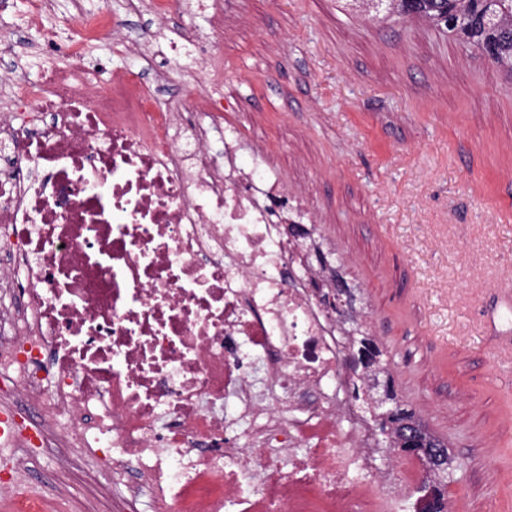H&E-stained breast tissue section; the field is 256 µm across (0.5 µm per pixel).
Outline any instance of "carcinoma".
<instances>
[{
    "instance_id": "obj_1",
    "label": "carcinoma",
    "mask_w": 512,
    "mask_h": 512,
    "mask_svg": "<svg viewBox=\"0 0 512 512\" xmlns=\"http://www.w3.org/2000/svg\"><path fill=\"white\" fill-rule=\"evenodd\" d=\"M380 10L388 17L424 20L443 33L476 46L500 70L512 74V0H384ZM352 363L369 393L368 406L386 447H405L401 435L405 422L417 426L425 443L447 446L401 402L381 347L359 326L353 337ZM451 475L450 464L433 474L436 512H446Z\"/></svg>"
}]
</instances>
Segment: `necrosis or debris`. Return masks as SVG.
I'll list each match as a JSON object with an SVG mask.
<instances>
[{"label":"necrosis or debris","instance_id":"4bbe7bcc","mask_svg":"<svg viewBox=\"0 0 512 512\" xmlns=\"http://www.w3.org/2000/svg\"><path fill=\"white\" fill-rule=\"evenodd\" d=\"M51 0H29L46 49L73 67L0 77V494L42 512L18 459L88 450L127 512H409L423 475L381 449L349 362L351 326L329 308L317 227L262 153L216 159L220 99L163 105L127 71L96 89L88 44L120 36L109 0L76 10L67 41ZM183 24L198 81L219 70Z\"/></svg>","mask_w":512,"mask_h":512}]
</instances>
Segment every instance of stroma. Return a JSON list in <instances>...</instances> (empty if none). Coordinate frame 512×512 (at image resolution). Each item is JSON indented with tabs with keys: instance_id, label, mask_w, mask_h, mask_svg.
Segmentation results:
<instances>
[{
	"instance_id": "stroma-1",
	"label": "stroma",
	"mask_w": 512,
	"mask_h": 512,
	"mask_svg": "<svg viewBox=\"0 0 512 512\" xmlns=\"http://www.w3.org/2000/svg\"><path fill=\"white\" fill-rule=\"evenodd\" d=\"M0 27L31 76L64 68L39 48L26 9ZM177 20L128 12L129 34L161 30L141 74L156 96L175 65ZM221 123L261 146L289 194L306 198L326 248L357 288L366 332L387 351L399 397L448 444V512H512V78L424 22L377 21L347 0H229ZM94 457L60 466L45 448L19 473L67 512H119Z\"/></svg>"
}]
</instances>
